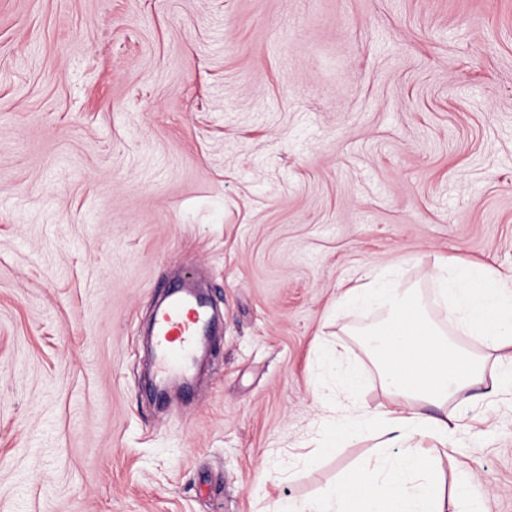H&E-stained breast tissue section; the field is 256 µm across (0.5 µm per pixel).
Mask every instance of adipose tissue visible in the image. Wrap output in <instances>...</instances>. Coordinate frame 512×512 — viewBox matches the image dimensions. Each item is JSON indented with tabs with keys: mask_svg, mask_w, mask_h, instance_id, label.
I'll list each match as a JSON object with an SVG mask.
<instances>
[{
	"mask_svg": "<svg viewBox=\"0 0 512 512\" xmlns=\"http://www.w3.org/2000/svg\"><path fill=\"white\" fill-rule=\"evenodd\" d=\"M451 300L460 330L486 347H512V290L503 288L490 267L434 268ZM386 310L385 320L366 329L369 353L379 364L382 386L393 394L392 406L346 413L337 418L336 440L379 427L395 446L389 470L370 478H345L317 502H289L288 512H445V496L437 463L446 449L450 425L438 416L449 399L481 382L486 356L453 347L437 337L418 302L400 278L381 271L359 286L346 289L338 305L351 314L358 305Z\"/></svg>",
	"mask_w": 512,
	"mask_h": 512,
	"instance_id": "1",
	"label": "adipose tissue"
}]
</instances>
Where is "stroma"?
I'll return each mask as SVG.
<instances>
[{"label": "stroma", "mask_w": 512, "mask_h": 512, "mask_svg": "<svg viewBox=\"0 0 512 512\" xmlns=\"http://www.w3.org/2000/svg\"><path fill=\"white\" fill-rule=\"evenodd\" d=\"M512 287V0H0V512H278L374 468L319 455L344 290ZM224 317L200 386L147 395L159 286ZM448 403L446 512H512V388Z\"/></svg>", "instance_id": "1"}]
</instances>
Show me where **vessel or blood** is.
Masks as SVG:
<instances>
[{"label":"vessel or blood","instance_id":"1","mask_svg":"<svg viewBox=\"0 0 512 512\" xmlns=\"http://www.w3.org/2000/svg\"><path fill=\"white\" fill-rule=\"evenodd\" d=\"M166 303L154 324L157 369L181 373L192 364L202 336L213 327L208 302L177 284L164 292Z\"/></svg>","mask_w":512,"mask_h":512}]
</instances>
